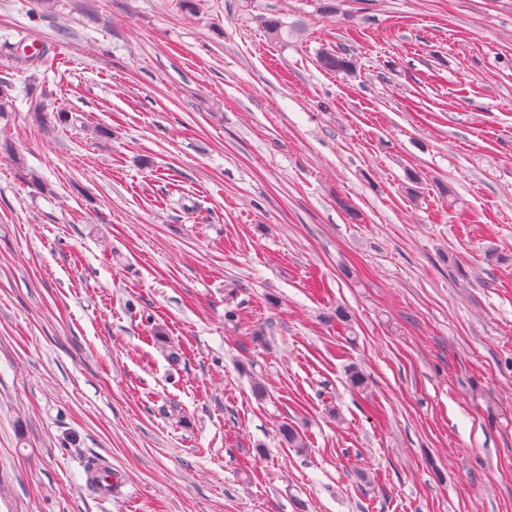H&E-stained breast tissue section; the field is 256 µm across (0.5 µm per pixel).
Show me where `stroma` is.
Wrapping results in <instances>:
<instances>
[{
	"mask_svg": "<svg viewBox=\"0 0 512 512\" xmlns=\"http://www.w3.org/2000/svg\"><path fill=\"white\" fill-rule=\"evenodd\" d=\"M322 6L0 0V512H512V0ZM263 28L268 38L276 42H287L288 38L300 33V27L297 24L288 25L275 18L264 20ZM323 68L336 73H351L356 68L355 59L346 53L322 52L319 56Z\"/></svg>",
	"mask_w": 512,
	"mask_h": 512,
	"instance_id": "stroma-1",
	"label": "stroma"
}]
</instances>
